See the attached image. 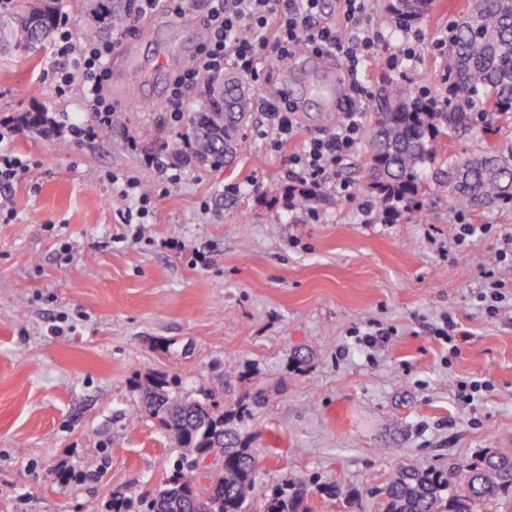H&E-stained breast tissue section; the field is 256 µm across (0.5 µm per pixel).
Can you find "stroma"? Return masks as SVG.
<instances>
[{"instance_id":"obj_1","label":"stroma","mask_w":512,"mask_h":512,"mask_svg":"<svg viewBox=\"0 0 512 512\" xmlns=\"http://www.w3.org/2000/svg\"><path fill=\"white\" fill-rule=\"evenodd\" d=\"M470 2L437 0L412 25L409 91L444 93L433 42ZM205 5L116 35L139 76L116 70L105 85L123 109L111 137L14 131L10 147L31 169L0 183L14 209L0 219V512H108L158 491L179 447L156 419L128 421L152 377L196 399L222 390V408L241 410L233 425L259 462L256 505L288 480L306 486L312 512H384L400 468L512 452V307L491 318L478 300L483 270L512 279L496 260L512 207L459 210L431 189L428 220L387 223L359 151L340 169L351 198L328 189L311 208L289 207V155L336 127L317 101L281 147L258 138L253 111L222 170L176 162L185 145L170 76L196 51ZM66 65L51 41L32 57L0 55V121L87 119L77 94L55 90ZM173 167L181 183L164 188ZM115 174L155 193L140 239L122 222ZM462 224L493 230L462 250ZM448 314L468 333L454 357L436 333ZM378 328L384 344H359ZM473 379L493 391L459 402L458 383Z\"/></svg>"}]
</instances>
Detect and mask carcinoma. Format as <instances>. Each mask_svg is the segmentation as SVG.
I'll use <instances>...</instances> for the list:
<instances>
[{
	"instance_id": "carcinoma-1",
	"label": "carcinoma",
	"mask_w": 512,
	"mask_h": 512,
	"mask_svg": "<svg viewBox=\"0 0 512 512\" xmlns=\"http://www.w3.org/2000/svg\"><path fill=\"white\" fill-rule=\"evenodd\" d=\"M83 37L101 27H121L125 0H79ZM427 7L416 10L410 0H384L376 15L379 26L408 27ZM56 0H24L14 12H0V53L23 51L30 56L44 47L39 27L57 26ZM448 96L432 109L398 80L383 78L374 95L365 129L369 193L389 222L403 214L427 218L419 197L425 171L448 189V204L464 210L477 200L512 206V0H474L469 11L450 27L444 69ZM242 79L224 81V130L209 125L206 112L185 116L188 160L219 170L235 157L248 118ZM481 136L469 155L454 153L453 141L463 132ZM142 408L166 428L182 448L173 470L156 496L112 501V512H248L257 477V458L231 426L236 413L220 410L213 394L203 399L172 395L161 384L143 387ZM213 455L207 475L196 465L197 454ZM456 483L440 471L402 470L385 488L386 512H479L512 488V455L494 453L466 466ZM259 512H308L307 494L284 482L265 496Z\"/></svg>"
}]
</instances>
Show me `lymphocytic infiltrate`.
<instances>
[{
	"instance_id": "1",
	"label": "lymphocytic infiltrate",
	"mask_w": 512,
	"mask_h": 512,
	"mask_svg": "<svg viewBox=\"0 0 512 512\" xmlns=\"http://www.w3.org/2000/svg\"><path fill=\"white\" fill-rule=\"evenodd\" d=\"M325 0H206L200 17L205 38L192 62L173 79L171 117L180 120L185 110L183 89L203 76L229 70L258 78L256 64L265 58L290 59L298 45L337 61L350 87L341 119L327 135L305 140L289 157L291 187L316 191L332 185L337 195L348 197L347 184L337 182L336 167L352 154L364 137V112L368 101L366 73L373 62L378 34L369 23L371 0H338V18L326 21ZM74 24L62 17L57 51L72 57L74 66L62 73L56 84L59 95L79 92L91 112L86 122L69 116L53 121L58 134L73 140L93 138L114 125L119 113L106 103L102 91L110 77L113 43L79 41ZM255 108L268 120L273 146H281L295 132L297 112L284 95L256 101Z\"/></svg>"
}]
</instances>
